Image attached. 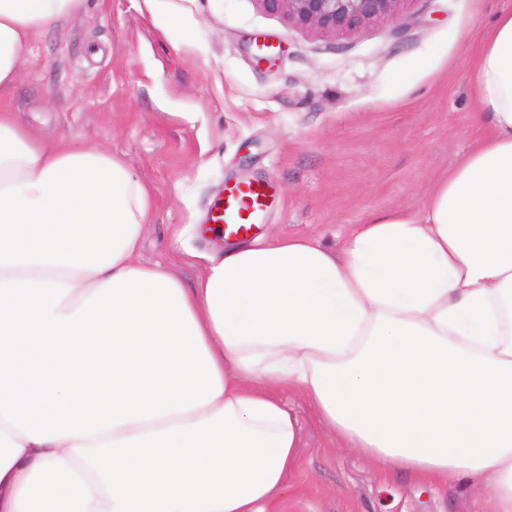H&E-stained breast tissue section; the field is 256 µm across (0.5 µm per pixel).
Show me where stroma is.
<instances>
[{"label":"stroma","mask_w":512,"mask_h":512,"mask_svg":"<svg viewBox=\"0 0 512 512\" xmlns=\"http://www.w3.org/2000/svg\"><path fill=\"white\" fill-rule=\"evenodd\" d=\"M504 10L512 0H405L397 21L336 38L259 0H83L25 46L8 103L43 143L107 150L154 185L139 261L189 286L220 253L198 226L226 183H271L263 241L335 250L369 212L420 208L482 132L471 66ZM287 399L299 463L276 512H491L483 481L379 467Z\"/></svg>","instance_id":"35a3bbf8"}]
</instances>
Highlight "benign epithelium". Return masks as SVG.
<instances>
[{"instance_id": "1", "label": "benign epithelium", "mask_w": 512, "mask_h": 512, "mask_svg": "<svg viewBox=\"0 0 512 512\" xmlns=\"http://www.w3.org/2000/svg\"><path fill=\"white\" fill-rule=\"evenodd\" d=\"M269 12H285L298 27L351 37L395 19L404 0H259Z\"/></svg>"}]
</instances>
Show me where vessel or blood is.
I'll return each instance as SVG.
<instances>
[{
	"label": "vessel or blood",
	"instance_id": "obj_1",
	"mask_svg": "<svg viewBox=\"0 0 512 512\" xmlns=\"http://www.w3.org/2000/svg\"><path fill=\"white\" fill-rule=\"evenodd\" d=\"M269 183L259 180L238 182L224 189V194L208 210L205 220L220 225L224 235L242 238L254 225L263 223L272 203Z\"/></svg>",
	"mask_w": 512,
	"mask_h": 512
}]
</instances>
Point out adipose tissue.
Wrapping results in <instances>:
<instances>
[{"mask_svg":"<svg viewBox=\"0 0 512 512\" xmlns=\"http://www.w3.org/2000/svg\"><path fill=\"white\" fill-rule=\"evenodd\" d=\"M81 0H0V99ZM471 87L484 133L415 212L331 250L236 246L193 286L141 265L152 184L0 108V512H267L301 393L381 466L492 480L512 512V11Z\"/></svg>","mask_w":512,"mask_h":512,"instance_id":"1","label":"adipose tissue"}]
</instances>
